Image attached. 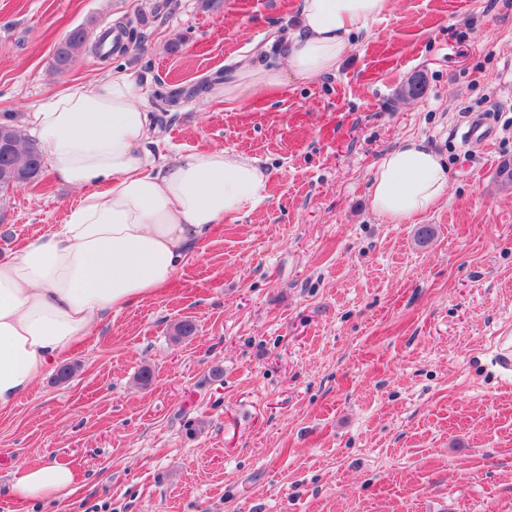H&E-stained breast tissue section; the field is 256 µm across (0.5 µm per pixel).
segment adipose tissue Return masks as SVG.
Instances as JSON below:
<instances>
[{
	"label": "adipose tissue",
	"instance_id": "obj_1",
	"mask_svg": "<svg viewBox=\"0 0 512 512\" xmlns=\"http://www.w3.org/2000/svg\"><path fill=\"white\" fill-rule=\"evenodd\" d=\"M390 0H299L300 25L285 42L286 68L253 71L245 91L334 72L357 36ZM123 71L88 87L61 89L28 114L46 165L82 194L64 223L36 242L0 254V413L16 408L74 345L112 313L157 295L193 259L224 218L266 196L257 160L223 149L174 160L143 149L150 116ZM448 188L438 155L410 138L388 153L370 190L374 213L392 224L430 210ZM75 482L57 461L22 467L9 489L18 501L58 498Z\"/></svg>",
	"mask_w": 512,
	"mask_h": 512
}]
</instances>
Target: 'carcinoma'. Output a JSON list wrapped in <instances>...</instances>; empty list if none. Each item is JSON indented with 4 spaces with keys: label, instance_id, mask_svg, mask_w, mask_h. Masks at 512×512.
Wrapping results in <instances>:
<instances>
[{
    "label": "carcinoma",
    "instance_id": "obj_1",
    "mask_svg": "<svg viewBox=\"0 0 512 512\" xmlns=\"http://www.w3.org/2000/svg\"><path fill=\"white\" fill-rule=\"evenodd\" d=\"M88 32L83 27L72 29L60 42L54 53V67L66 70L74 58L87 46ZM7 137L9 153H0V191L10 187H35L45 178L40 148L13 119H0V138Z\"/></svg>",
    "mask_w": 512,
    "mask_h": 512
}]
</instances>
